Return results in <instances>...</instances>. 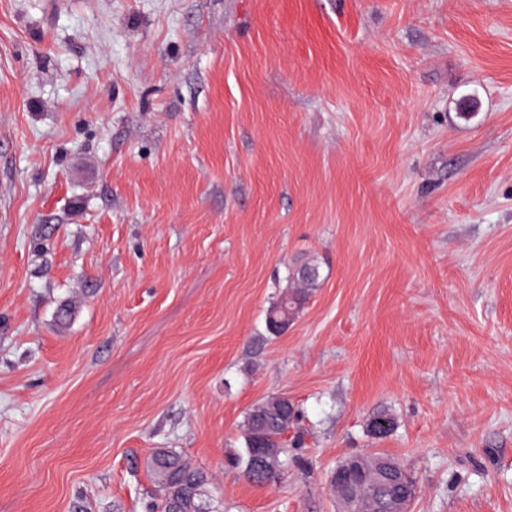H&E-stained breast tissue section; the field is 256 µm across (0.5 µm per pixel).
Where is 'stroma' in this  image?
<instances>
[{
    "mask_svg": "<svg viewBox=\"0 0 512 512\" xmlns=\"http://www.w3.org/2000/svg\"><path fill=\"white\" fill-rule=\"evenodd\" d=\"M156 448L222 512H336L366 453L512 512V0H0V512H143ZM288 277L291 286L271 306L267 314V329L273 335H279L288 328V324L296 317L309 291L319 286L320 265L313 260L296 264L289 270ZM299 409L284 394L271 395L248 412L244 429V449L234 457L244 476L253 483L274 482L281 473V442L288 428L299 417ZM260 465L263 481H254L253 468Z\"/></svg>",
    "mask_w": 512,
    "mask_h": 512,
    "instance_id": "1",
    "label": "stroma"
}]
</instances>
